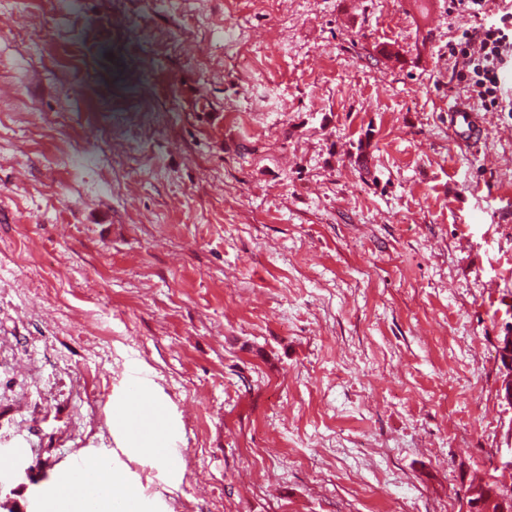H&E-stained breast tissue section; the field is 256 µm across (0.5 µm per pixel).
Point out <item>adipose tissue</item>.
<instances>
[{
	"label": "adipose tissue",
	"instance_id": "ef3b65f1",
	"mask_svg": "<svg viewBox=\"0 0 512 512\" xmlns=\"http://www.w3.org/2000/svg\"><path fill=\"white\" fill-rule=\"evenodd\" d=\"M139 487L103 456L85 457L78 477L58 483L46 512H146Z\"/></svg>",
	"mask_w": 512,
	"mask_h": 512
}]
</instances>
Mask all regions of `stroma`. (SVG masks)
I'll return each mask as SVG.
<instances>
[{
  "label": "stroma",
  "mask_w": 512,
  "mask_h": 512,
  "mask_svg": "<svg viewBox=\"0 0 512 512\" xmlns=\"http://www.w3.org/2000/svg\"><path fill=\"white\" fill-rule=\"evenodd\" d=\"M472 25L448 0H0V503L42 512L103 455L148 512H460L512 443V112L448 116ZM105 99L134 167L64 164ZM133 364L174 476L113 420ZM497 352L501 368L500 396L512 408V323L505 324L503 336H497Z\"/></svg>",
  "instance_id": "obj_1"
}]
</instances>
